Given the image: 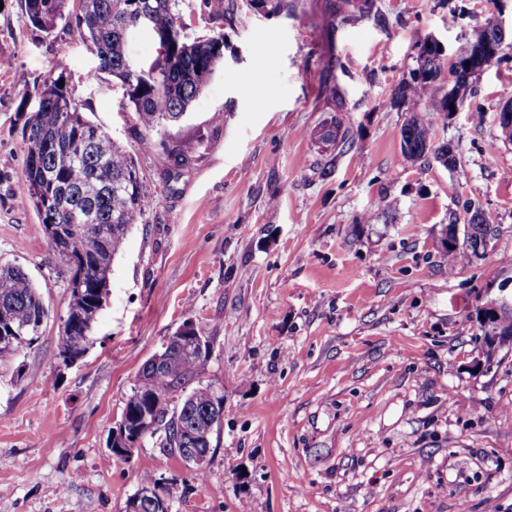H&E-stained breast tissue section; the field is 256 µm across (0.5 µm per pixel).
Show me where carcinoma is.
<instances>
[{
    "mask_svg": "<svg viewBox=\"0 0 512 512\" xmlns=\"http://www.w3.org/2000/svg\"><path fill=\"white\" fill-rule=\"evenodd\" d=\"M66 0H24L29 23L49 34L57 22L73 25L99 59L100 70L118 79L137 121L151 136L180 121L224 59V35L218 34L155 58L147 68L130 73L125 68L127 45L123 31L130 14L149 13L159 29L179 31V0H78L77 8L65 12ZM445 63L434 46L423 43L418 67L403 80L394 103L409 116L400 130L404 157L416 160L434 150L436 159L455 165L451 149L444 144L432 148L431 123L426 112L451 114L448 95L439 94L437 81ZM60 78H48L36 91L38 105L24 125L27 145L25 197L41 218L55 257L70 270V300L57 337L61 362L80 359L89 343L88 334L101 311L102 300L94 288L108 292V276L115 255L121 250L132 225L146 212L143 175L134 157L102 128L95 127L81 111ZM97 128V136L85 134ZM55 135L68 138L48 156L44 141ZM70 180L97 186L83 197L71 193L57 197L56 182ZM472 238L486 230L483 210L465 206ZM46 317L41 296L20 267L0 265V355L30 346ZM207 360V355L188 342L172 341L159 361H149L128 397L123 417L128 428H137L147 413L164 429H175L169 399L185 388ZM223 396L210 385H198L184 398L178 411L182 421L192 423L199 435V448H212L214 427L221 419Z\"/></svg>",
    "mask_w": 512,
    "mask_h": 512,
    "instance_id": "carcinoma-1",
    "label": "carcinoma"
}]
</instances>
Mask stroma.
I'll use <instances>...</instances> for the list:
<instances>
[{
    "mask_svg": "<svg viewBox=\"0 0 512 512\" xmlns=\"http://www.w3.org/2000/svg\"><path fill=\"white\" fill-rule=\"evenodd\" d=\"M224 5L214 21L180 0L182 39L223 34L224 61L148 149L75 27L40 31L24 0H0V264L47 308L36 341L0 356V512H126L147 473L169 482L172 512H512V348L486 356L476 321L512 290V144L496 131L512 56L472 78L458 112L429 113L455 167L403 156L392 103L424 40L455 57L489 20L511 40L512 0ZM58 75L135 157L148 201L69 366V274L24 195L37 99L23 90ZM335 123L341 145L321 147ZM167 146L187 163H160ZM467 200L492 240L452 260L440 241ZM188 319L211 344L193 381L224 394L210 454L195 467L149 437L112 456L144 363Z\"/></svg>",
    "mask_w": 512,
    "mask_h": 512,
    "instance_id": "35a3bbf8",
    "label": "stroma"
}]
</instances>
